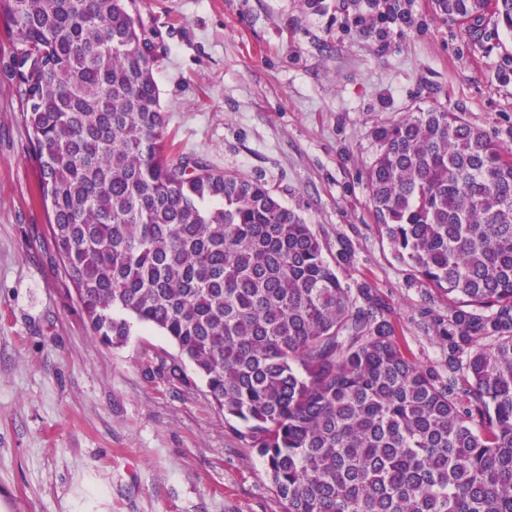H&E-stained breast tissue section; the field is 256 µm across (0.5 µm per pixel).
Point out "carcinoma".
<instances>
[{
  "label": "carcinoma",
  "instance_id": "carcinoma-1",
  "mask_svg": "<svg viewBox=\"0 0 512 512\" xmlns=\"http://www.w3.org/2000/svg\"><path fill=\"white\" fill-rule=\"evenodd\" d=\"M432 0L512 31V0ZM132 0H0L38 195L92 337L157 330L286 512H512V132L418 107L371 131L377 227L448 296V377L416 364L350 262L258 180L178 153ZM150 374L183 381L177 361Z\"/></svg>",
  "mask_w": 512,
  "mask_h": 512
}]
</instances>
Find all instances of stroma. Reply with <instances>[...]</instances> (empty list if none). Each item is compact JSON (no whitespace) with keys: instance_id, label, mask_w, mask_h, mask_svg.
<instances>
[{"instance_id":"stroma-1","label":"stroma","mask_w":512,"mask_h":512,"mask_svg":"<svg viewBox=\"0 0 512 512\" xmlns=\"http://www.w3.org/2000/svg\"><path fill=\"white\" fill-rule=\"evenodd\" d=\"M135 0L180 150L257 178L318 235L352 246L343 284L367 281L413 360L447 374L448 298L378 233L363 172L370 133L439 105L489 134L512 130V35L479 39L431 0ZM0 30V512H286L242 427L204 380L146 372L178 349L135 327L121 346L90 335L53 250Z\"/></svg>"}]
</instances>
